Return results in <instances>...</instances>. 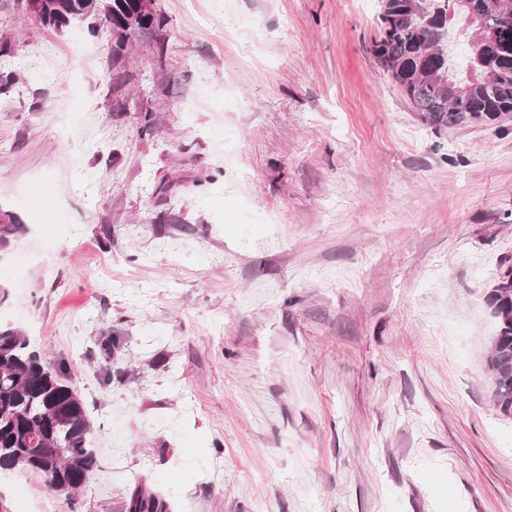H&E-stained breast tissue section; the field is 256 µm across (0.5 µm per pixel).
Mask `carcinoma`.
<instances>
[{
  "mask_svg": "<svg viewBox=\"0 0 512 512\" xmlns=\"http://www.w3.org/2000/svg\"><path fill=\"white\" fill-rule=\"evenodd\" d=\"M43 26L64 30L67 19L96 33L119 34L111 47L119 56L136 32L156 20L137 10L138 0H32ZM483 27L474 30L480 62L472 79L451 73L444 45L451 0H381V35L374 44L380 66L412 109L437 129L476 125L505 128L512 119V0H467ZM462 88L454 95L450 87ZM26 231L10 213L0 222V260ZM499 310L486 365L494 405L512 415V266H505L485 294ZM97 468L90 421L83 399L60 365L32 350L23 332L0 326V472L23 469L44 478L47 489L78 491ZM128 512H166L154 492L137 485Z\"/></svg>",
  "mask_w": 512,
  "mask_h": 512,
  "instance_id": "1",
  "label": "carcinoma"
}]
</instances>
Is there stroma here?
<instances>
[{"label": "stroma", "mask_w": 512, "mask_h": 512, "mask_svg": "<svg viewBox=\"0 0 512 512\" xmlns=\"http://www.w3.org/2000/svg\"><path fill=\"white\" fill-rule=\"evenodd\" d=\"M154 7L116 57L0 0V208L33 251L0 261L6 322L98 451L73 501L0 474L11 512H127L140 483L167 512H512L484 300L512 130L413 112L379 0Z\"/></svg>", "instance_id": "35a3bbf8"}]
</instances>
